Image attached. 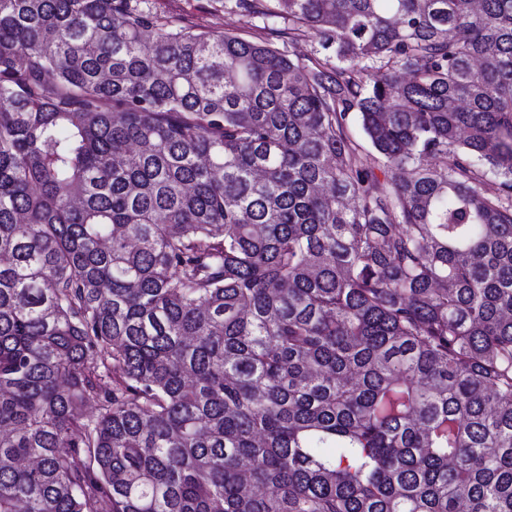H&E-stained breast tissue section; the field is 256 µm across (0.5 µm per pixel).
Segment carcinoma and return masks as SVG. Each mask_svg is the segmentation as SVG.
<instances>
[{"instance_id":"obj_1","label":"carcinoma","mask_w":512,"mask_h":512,"mask_svg":"<svg viewBox=\"0 0 512 512\" xmlns=\"http://www.w3.org/2000/svg\"><path fill=\"white\" fill-rule=\"evenodd\" d=\"M214 2L0 0V512H512V0ZM150 3L153 12L159 18L180 19L199 31L237 27L257 36L253 30L249 29L245 19L225 13L219 4L212 0H151Z\"/></svg>"}]
</instances>
